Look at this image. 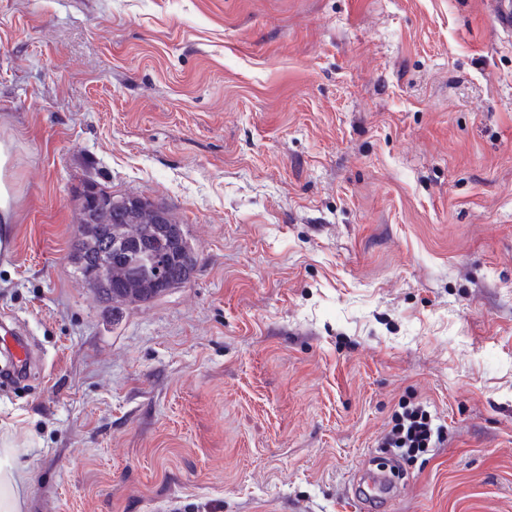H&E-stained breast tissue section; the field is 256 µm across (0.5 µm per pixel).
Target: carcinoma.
Returning <instances> with one entry per match:
<instances>
[{
  "mask_svg": "<svg viewBox=\"0 0 512 512\" xmlns=\"http://www.w3.org/2000/svg\"><path fill=\"white\" fill-rule=\"evenodd\" d=\"M86 193L98 202L101 223L81 225L69 258L81 281L112 304V320H119L127 307L166 293L155 286L156 278L171 288L190 280L198 252L168 206L139 197L116 200L93 183Z\"/></svg>",
  "mask_w": 512,
  "mask_h": 512,
  "instance_id": "obj_1",
  "label": "carcinoma"
}]
</instances>
